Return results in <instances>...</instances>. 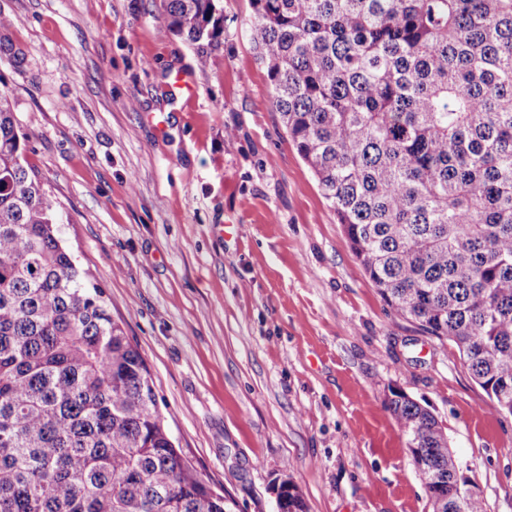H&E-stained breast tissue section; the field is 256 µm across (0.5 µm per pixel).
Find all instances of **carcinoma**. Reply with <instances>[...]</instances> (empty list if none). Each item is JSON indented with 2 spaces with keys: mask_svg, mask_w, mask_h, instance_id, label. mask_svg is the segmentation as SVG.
Masks as SVG:
<instances>
[{
  "mask_svg": "<svg viewBox=\"0 0 512 512\" xmlns=\"http://www.w3.org/2000/svg\"><path fill=\"white\" fill-rule=\"evenodd\" d=\"M282 125L384 302L512 416V0H251ZM207 66L221 0H160ZM0 88V512H228L174 448L139 351L62 244ZM386 407L431 512H487L437 417Z\"/></svg>",
  "mask_w": 512,
  "mask_h": 512,
  "instance_id": "1",
  "label": "carcinoma"
}]
</instances>
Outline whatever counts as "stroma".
Wrapping results in <instances>:
<instances>
[{"instance_id": "obj_1", "label": "stroma", "mask_w": 512, "mask_h": 512, "mask_svg": "<svg viewBox=\"0 0 512 512\" xmlns=\"http://www.w3.org/2000/svg\"><path fill=\"white\" fill-rule=\"evenodd\" d=\"M223 5L202 67L155 0H0L25 158L175 446L231 512H277L287 479L308 512H430L385 407L399 390L443 423L488 512H512V416L382 300L280 122L250 0ZM175 71L191 96L171 97Z\"/></svg>"}]
</instances>
